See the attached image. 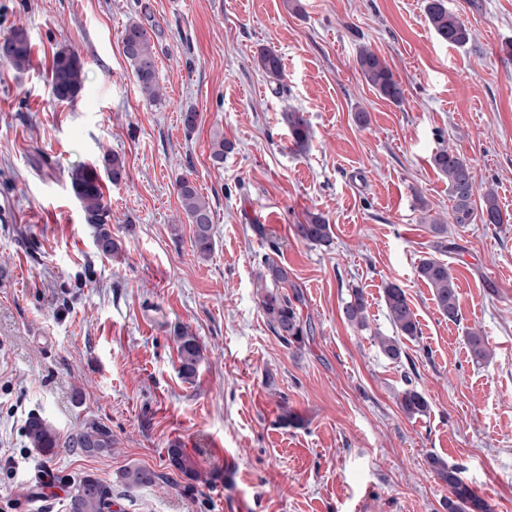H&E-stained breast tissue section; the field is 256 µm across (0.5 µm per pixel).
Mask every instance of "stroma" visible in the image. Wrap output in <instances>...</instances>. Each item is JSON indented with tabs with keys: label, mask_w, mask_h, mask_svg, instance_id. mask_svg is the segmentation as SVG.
<instances>
[{
	"label": "stroma",
	"mask_w": 512,
	"mask_h": 512,
	"mask_svg": "<svg viewBox=\"0 0 512 512\" xmlns=\"http://www.w3.org/2000/svg\"><path fill=\"white\" fill-rule=\"evenodd\" d=\"M447 2L472 33L465 46L437 39L424 0H0V35L21 29L32 44L27 70L0 65V512H67L69 483L84 473L111 486L112 512H225L228 500L237 512H445L431 453L494 512H512V221L449 225L459 322L415 274L433 252L422 210L450 209L431 165L439 148L466 157L512 217V57L501 50L512 0ZM132 21L154 30L166 89L156 106L123 53ZM62 45L78 52L84 87L57 103L50 67ZM363 46L385 57L402 104L366 83ZM262 48L281 57L282 80L259 68ZM190 108L199 122L188 133ZM286 111L309 125L305 150ZM217 130L234 145L219 167ZM107 149L127 170L106 192L120 246L110 257L70 184ZM182 177L213 211L203 259ZM310 211L327 218L331 246L294 237ZM271 238L311 324L299 349L274 336L259 304ZM389 281L421 329L405 363L374 342L394 333ZM354 286L367 300L362 331L342 316ZM178 326L204 346L191 382L179 374ZM475 329L492 350L481 364L466 344ZM411 365L430 404L417 419L397 403ZM284 407L294 424H278ZM33 413L65 434L100 420L111 455L37 456L23 433ZM174 441L214 482L167 471ZM130 464L163 478L124 488L116 473Z\"/></svg>",
	"instance_id": "obj_1"
}]
</instances>
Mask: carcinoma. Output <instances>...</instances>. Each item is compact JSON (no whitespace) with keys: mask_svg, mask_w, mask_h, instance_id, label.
<instances>
[{"mask_svg":"<svg viewBox=\"0 0 512 512\" xmlns=\"http://www.w3.org/2000/svg\"><path fill=\"white\" fill-rule=\"evenodd\" d=\"M425 15L429 26L443 42L455 46L466 45L471 31L455 14L448 11L445 0H425ZM123 51L133 68V75L141 97L150 104H158L163 97V87L158 79L156 56L151 44V35L140 22L128 23L121 35ZM32 48L26 33L17 29L0 38V64H7L16 70H24L31 59ZM257 62L268 76L278 79L282 75V60L271 49L259 51ZM359 70L365 81L383 99L399 105L404 100V88L395 77L386 59L379 53L363 47L357 57ZM83 84V64L78 55L65 47L54 54L50 69L52 96L59 102H72ZM291 132L294 146L304 149L309 141V128L305 119L295 111L282 114ZM234 149L224 139V134L215 133L211 138L210 159L220 166L224 156ZM433 167L448 179L450 223L466 227L478 222L502 224L505 217L497 204L494 194L486 192L482 204L476 205L474 197L477 185L473 167L457 151L443 147L432 157ZM126 177L122 158L111 152L105 153L100 162L82 165L71 172V185L79 199L86 223L94 229V244L99 254L109 257L119 251L117 240L112 235L111 208L106 199L105 181L114 184ZM177 193L181 208L188 223L192 224V247L199 257H207L213 249L212 211L197 187L187 178L177 182ZM427 231L434 238L435 250L448 251V226L431 216L423 217ZM295 238L306 244L326 246L331 241V225L322 213L309 212L304 222L293 225ZM417 277L433 289V296L439 313L452 322L460 320L459 293L456 277L450 266L436 256L420 259L416 267ZM258 280L261 293L260 304L268 325L275 336L288 348L297 349L305 343L311 327L301 316L300 295H288V267L270 255L261 261ZM384 300L388 318L395 329L393 336H377L375 344L382 355L399 362L405 356L402 340L419 336L420 326L417 315L410 306L405 291L393 282L384 287ZM343 314L347 322L357 328L367 325L366 302L359 288L351 289L350 299L345 302ZM179 358L181 377L189 382L194 380L202 360V345L199 338L184 327L177 328L173 336ZM473 361L480 363L491 356L489 343L482 333L470 331L466 337ZM401 411L409 418L428 413L427 398L406 378V388L398 396ZM24 436L28 446L41 456L52 457L61 448H78L89 456L112 454L114 440L112 429L106 424L90 419L80 428L67 435L62 434L48 419L32 413L24 424ZM168 467L182 473L190 481H197L200 475L187 464L182 448L173 444L167 450ZM428 470L448 486L445 509L448 512H494L493 507L460 477V470L448 464L439 456L427 457ZM161 478V474L138 465H127L117 474V481L128 489L147 487ZM112 496L109 488L91 475H84L73 481L66 504L67 512H109Z\"/></svg>","mask_w":512,"mask_h":512,"instance_id":"obj_1","label":"carcinoma"}]
</instances>
